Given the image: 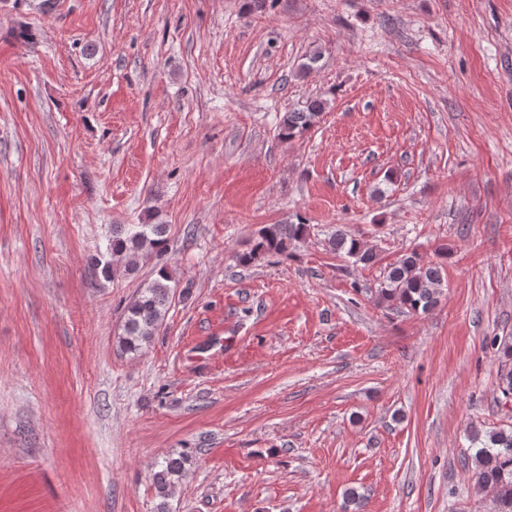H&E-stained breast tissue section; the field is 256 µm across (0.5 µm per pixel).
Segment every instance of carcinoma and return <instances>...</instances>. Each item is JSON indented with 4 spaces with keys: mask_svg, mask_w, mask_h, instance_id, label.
I'll use <instances>...</instances> for the list:
<instances>
[{
    "mask_svg": "<svg viewBox=\"0 0 512 512\" xmlns=\"http://www.w3.org/2000/svg\"><path fill=\"white\" fill-rule=\"evenodd\" d=\"M327 100L317 97L306 107L286 112L278 126V136L290 140L311 129L325 111ZM167 228L164 224H114L112 239L103 252L92 258V269L107 281L134 272L139 259L161 252L166 245ZM310 225L303 219L295 224H268L258 232L253 247L237 256L242 266H249L268 255H280L295 242L307 237ZM329 246L344 254L354 264H374L378 254L365 246L355 234L344 227L328 239ZM444 265L426 259L412 249L387 265L382 273L376 299L387 306L396 305L413 313H425L435 307L442 295ZM179 283L167 268L156 271V277L140 289L127 306L117 346L123 353L138 354L147 347L163 324ZM502 355L497 376V392L509 402L512 400V336L492 339ZM469 448L473 450V478L476 493L492 495L494 512H512V426L468 432ZM188 457H167L158 464L154 475L156 493L161 502L158 512H167L172 488L186 474Z\"/></svg>",
    "mask_w": 512,
    "mask_h": 512,
    "instance_id": "cac0c4a2",
    "label": "carcinoma"
}]
</instances>
